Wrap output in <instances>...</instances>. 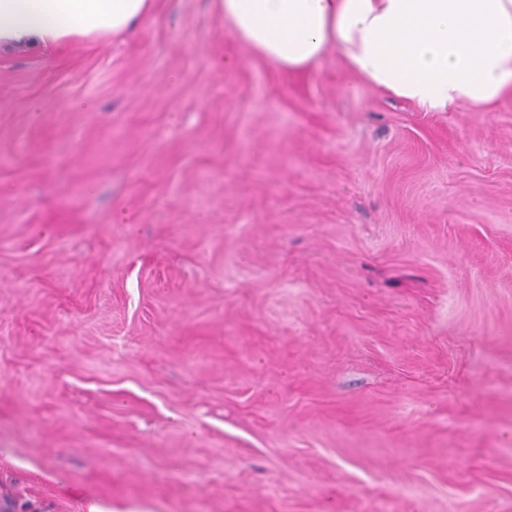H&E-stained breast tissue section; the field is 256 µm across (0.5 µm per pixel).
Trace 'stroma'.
Segmentation results:
<instances>
[{
	"instance_id": "stroma-1",
	"label": "stroma",
	"mask_w": 512,
	"mask_h": 512,
	"mask_svg": "<svg viewBox=\"0 0 512 512\" xmlns=\"http://www.w3.org/2000/svg\"><path fill=\"white\" fill-rule=\"evenodd\" d=\"M356 81L0 49V512H512V98Z\"/></svg>"
}]
</instances>
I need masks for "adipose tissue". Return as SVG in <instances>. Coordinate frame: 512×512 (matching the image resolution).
Instances as JSON below:
<instances>
[{"instance_id":"obj_1","label":"adipose tissue","mask_w":512,"mask_h":512,"mask_svg":"<svg viewBox=\"0 0 512 512\" xmlns=\"http://www.w3.org/2000/svg\"><path fill=\"white\" fill-rule=\"evenodd\" d=\"M229 32L288 71L339 52L361 84L445 112L512 95V0H216ZM151 0H0V49L117 37Z\"/></svg>"}]
</instances>
